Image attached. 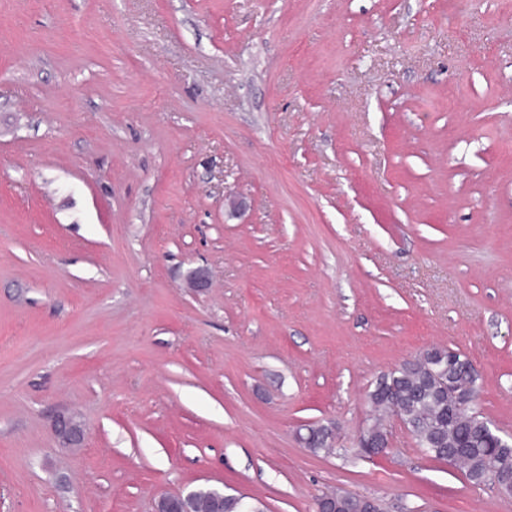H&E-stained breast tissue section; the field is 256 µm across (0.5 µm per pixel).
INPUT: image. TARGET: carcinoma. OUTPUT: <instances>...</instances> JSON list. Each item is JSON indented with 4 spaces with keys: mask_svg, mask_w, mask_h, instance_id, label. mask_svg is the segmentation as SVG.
I'll use <instances>...</instances> for the list:
<instances>
[{
    "mask_svg": "<svg viewBox=\"0 0 512 512\" xmlns=\"http://www.w3.org/2000/svg\"><path fill=\"white\" fill-rule=\"evenodd\" d=\"M455 359L454 380L477 385L478 372L471 361L446 348H433L406 363V370H394L380 376L369 392L379 414L365 428L371 442H378L385 429L384 418L393 407L400 411L416 445L432 457L445 456L460 461V468L478 485L496 488L502 473H512V435L493 430L492 423L475 405L454 409L432 381L430 367L447 365ZM224 512H264L262 503L246 497L224 500Z\"/></svg>",
    "mask_w": 512,
    "mask_h": 512,
    "instance_id": "1",
    "label": "carcinoma"
}]
</instances>
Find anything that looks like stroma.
<instances>
[{
	"label": "stroma",
	"instance_id": "obj_1",
	"mask_svg": "<svg viewBox=\"0 0 512 512\" xmlns=\"http://www.w3.org/2000/svg\"><path fill=\"white\" fill-rule=\"evenodd\" d=\"M435 346L512 433V0H0V512H512L357 453ZM53 427L62 448L80 447L84 441L85 430L83 425L77 423L67 413L58 415L54 420ZM224 499V489L216 487H199L186 493L163 495L159 498L156 511L195 512L199 500L208 498L212 512H264L262 503L246 500V496ZM197 512H210L206 500L198 503Z\"/></svg>",
	"mask_w": 512,
	"mask_h": 512
}]
</instances>
